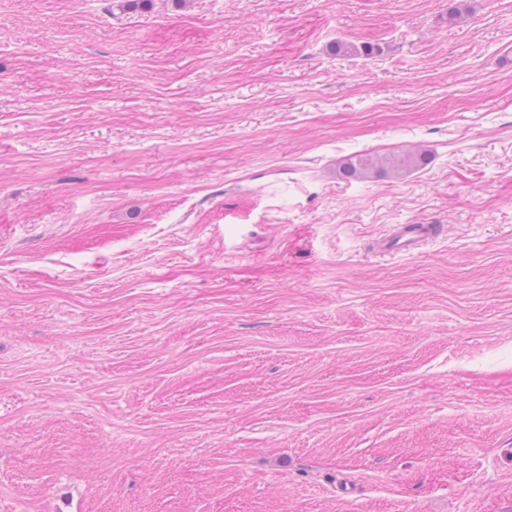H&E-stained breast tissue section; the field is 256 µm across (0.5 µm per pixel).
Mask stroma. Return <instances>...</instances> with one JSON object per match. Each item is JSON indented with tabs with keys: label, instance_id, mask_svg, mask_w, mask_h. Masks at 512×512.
I'll list each match as a JSON object with an SVG mask.
<instances>
[{
	"label": "stroma",
	"instance_id": "obj_1",
	"mask_svg": "<svg viewBox=\"0 0 512 512\" xmlns=\"http://www.w3.org/2000/svg\"><path fill=\"white\" fill-rule=\"evenodd\" d=\"M453 3L0 0V512H512V0ZM426 155L422 152H408L402 155L392 154L386 157L359 155L346 161L340 168L344 179L354 180L369 176L381 177L401 168L420 167L425 164ZM445 230L443 224H394L373 242V251L384 257L410 256Z\"/></svg>",
	"mask_w": 512,
	"mask_h": 512
}]
</instances>
